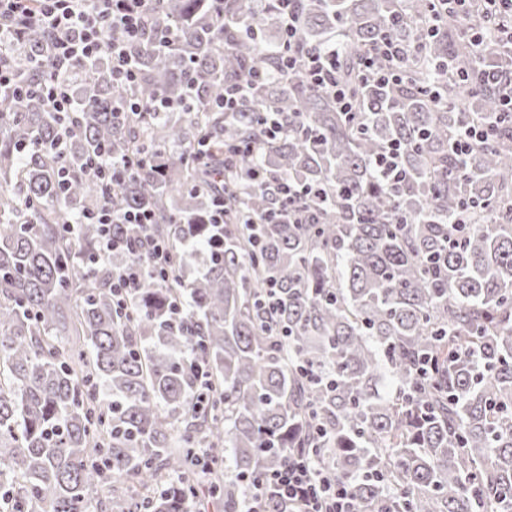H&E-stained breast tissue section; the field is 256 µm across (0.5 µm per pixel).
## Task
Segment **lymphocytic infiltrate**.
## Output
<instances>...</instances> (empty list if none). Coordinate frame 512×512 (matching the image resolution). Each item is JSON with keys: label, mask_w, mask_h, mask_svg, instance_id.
<instances>
[{"label": "lymphocytic infiltrate", "mask_w": 512, "mask_h": 512, "mask_svg": "<svg viewBox=\"0 0 512 512\" xmlns=\"http://www.w3.org/2000/svg\"><path fill=\"white\" fill-rule=\"evenodd\" d=\"M152 0H0V91L22 95L37 92L51 110L69 112L74 103L62 77L72 62L91 60L102 52L112 57L115 80L134 84L136 68L126 53L127 42L138 39L145 30ZM284 38L279 47L278 67L282 72L324 90L340 111L356 110L351 89L340 81L341 55L336 47L311 50L298 44V0H282ZM47 34V55L35 62L40 83L27 85L17 80L6 55L25 38L31 27ZM109 29L121 30L122 40L105 39ZM405 51L399 45L381 42L370 46L359 62V77L388 84L401 83ZM93 220L101 226L97 259L111 262L124 257V264L113 279L118 300L143 288L148 280L167 275L166 247L153 237L155 215L150 211H128L115 216L109 209L97 212ZM132 226L133 235L117 236L115 223ZM299 504L303 512H355V505L342 482L327 471L315 470L304 457H290L287 464L266 479L249 482L243 512H268L271 499Z\"/></svg>", "instance_id": "lymphocytic-infiltrate-1"}]
</instances>
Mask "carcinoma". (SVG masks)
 <instances>
[{
	"label": "carcinoma",
	"instance_id": "cac0c4a2",
	"mask_svg": "<svg viewBox=\"0 0 512 512\" xmlns=\"http://www.w3.org/2000/svg\"><path fill=\"white\" fill-rule=\"evenodd\" d=\"M427 7L300 0L303 45L342 37L352 119L297 78L216 106L252 68L276 71L246 32L281 34L273 0H223L220 17L210 0H161L130 46L138 81L113 79L107 54L76 61L71 112L0 93V512H89L95 496L100 512H190L203 484L240 512L239 478L297 454L358 512H512V114L479 80L512 73V53L480 48L460 12L421 35ZM383 41L407 53L397 86L355 75ZM46 46L33 27L9 54L24 82ZM427 60L468 81L430 95ZM188 95L180 112H126ZM265 109L288 135L257 123ZM394 143L404 178L390 184L375 164ZM242 148L264 176L321 191L300 197L302 223L268 221L272 183L235 180ZM102 154L148 162L99 180ZM105 205L154 212L167 247L168 278L123 306L115 266L93 262L86 216ZM463 213L472 223H454ZM189 239L210 257L192 279Z\"/></svg>",
	"mask_w": 512,
	"mask_h": 512
}]
</instances>
